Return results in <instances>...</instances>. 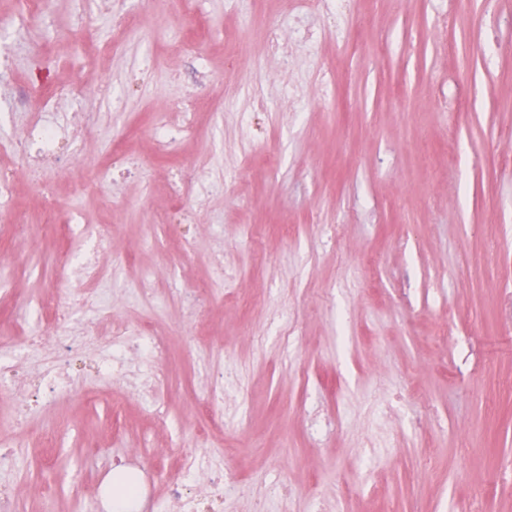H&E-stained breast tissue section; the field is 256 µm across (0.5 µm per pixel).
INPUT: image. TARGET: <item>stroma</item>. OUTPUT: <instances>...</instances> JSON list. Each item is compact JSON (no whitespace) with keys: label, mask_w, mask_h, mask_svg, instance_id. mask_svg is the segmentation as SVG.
Wrapping results in <instances>:
<instances>
[{"label":"stroma","mask_w":512,"mask_h":512,"mask_svg":"<svg viewBox=\"0 0 512 512\" xmlns=\"http://www.w3.org/2000/svg\"><path fill=\"white\" fill-rule=\"evenodd\" d=\"M132 9L153 13L151 31L127 35L98 67L78 54L82 18L104 43L110 11ZM254 11L285 40L329 24L296 23L283 0H174L156 13L151 0H48L26 24L15 0H0V142L22 134L35 93L61 79L89 75L109 89L58 106L94 114L87 157L206 84L199 130L176 156L130 141L140 168L108 184L111 209L63 188L71 236L0 239V273L13 284L0 296V351L19 366L29 364L19 331L49 329L38 300L58 253L79 254L98 224L120 241L103 258L116 270L113 314L152 321L170 348L163 422L108 379L88 401L0 395V422L27 416L16 512H83L82 480L133 447L156 458L154 498L164 500L195 443L199 400L228 359L237 391L224 396L209 449L240 464L230 512H256L274 481L293 492L289 512L316 502L326 512H512V0H471L464 24L454 0H377L367 51L329 36L316 60L287 68L265 53L262 33L244 32ZM201 19L199 54L181 53ZM232 50L244 70L264 55L250 82L226 77ZM292 81L305 111L280 96ZM439 102L453 122L435 113ZM183 161L206 187L189 202L185 241L155 219ZM219 262L241 277L233 292L213 280ZM371 400L386 404L382 426L399 438L395 454L374 460L358 451ZM58 421L72 428L46 447Z\"/></svg>","instance_id":"stroma-1"}]
</instances>
